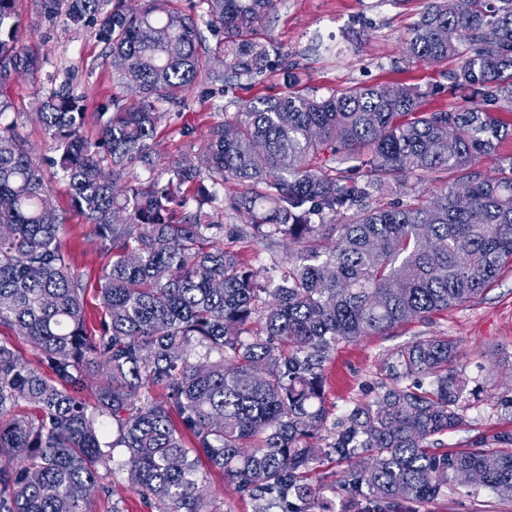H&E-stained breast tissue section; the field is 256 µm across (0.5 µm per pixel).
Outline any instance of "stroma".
<instances>
[{
  "label": "stroma",
  "instance_id": "1",
  "mask_svg": "<svg viewBox=\"0 0 512 512\" xmlns=\"http://www.w3.org/2000/svg\"><path fill=\"white\" fill-rule=\"evenodd\" d=\"M42 0H16L15 8L29 30L28 46L40 66L28 74L12 76L0 88L6 103L0 122L13 124L50 180L49 203L66 218L62 241L84 291L85 321L95 332L103 315L98 282L108 261L97 244L96 226L71 207L67 182L49 161L54 152L36 115V99L72 80L82 93L85 121L82 133L95 138L96 116L103 107L125 103L133 93L113 67L109 49L93 30L77 29L66 16L46 18ZM429 0H277L276 9L259 35L281 59L298 63L300 80L289 86L279 65L263 73L223 83L213 72L222 70L210 61L207 70L183 94L179 105H162L157 128L153 168L133 163L123 170L121 183L156 180L165 183L171 159L194 160L209 127L224 119L234 102L275 97L295 88L308 96H327L355 86L402 83L430 91L428 107L447 110L461 101L449 74L454 61L417 62L408 59L403 39ZM448 337L460 341V365L481 391L457 429L440 438V446L453 453L492 443L512 434V407L502 400L512 396V269L472 301L438 311L421 320L399 324L337 346L324 366L325 401L331 419L343 417L360 400L373 399L385 381L384 364L390 353L418 339ZM396 512H512V499L488 491L472 493L452 485L447 493L420 504L400 503Z\"/></svg>",
  "mask_w": 512,
  "mask_h": 512
}]
</instances>
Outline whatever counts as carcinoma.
<instances>
[{"label":"carcinoma","mask_w":512,"mask_h":512,"mask_svg":"<svg viewBox=\"0 0 512 512\" xmlns=\"http://www.w3.org/2000/svg\"><path fill=\"white\" fill-rule=\"evenodd\" d=\"M275 2L201 0L194 18L166 0L132 13L42 0L48 16L94 28L136 99L98 113L94 141L69 81L36 102L53 165L109 257L92 335L44 170L0 126V326L37 356L0 341V512H86L95 491L112 495L104 479L118 470L155 512H204L214 496L202 457L254 512H390L450 484L512 499V434L457 454L429 445L477 395L453 340L393 352L384 391L333 423L337 482L316 480L325 453L313 442L328 427L324 362L336 345L463 305L512 266V166L473 171L506 137L492 112L512 104V0H431L410 28L409 59L457 62L462 105L429 111L428 93L402 84L240 103L195 161L168 164L165 185L116 189L128 164H152L159 105L210 57L230 78L267 68L255 32ZM201 23L221 33L206 50ZM27 39L15 0H0V84L38 68ZM439 171L453 181L431 197L373 204L379 189ZM230 181L240 191L215 206ZM226 207L251 214L247 241H288L278 281L224 247ZM89 374L102 378L91 407Z\"/></svg>","instance_id":"cac0c4a2"}]
</instances>
